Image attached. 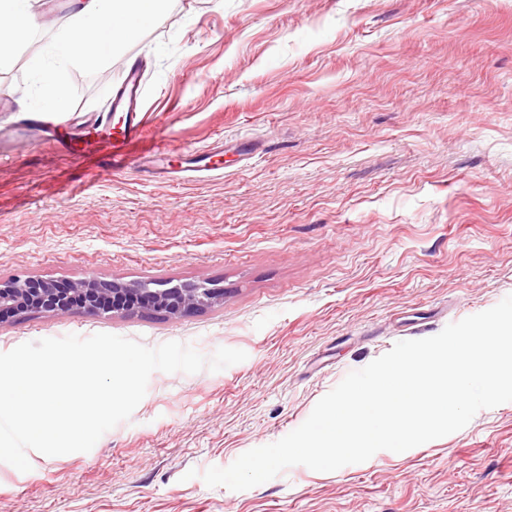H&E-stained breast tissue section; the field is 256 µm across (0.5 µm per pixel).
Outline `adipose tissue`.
<instances>
[{"label":"adipose tissue","instance_id":"adipose-tissue-1","mask_svg":"<svg viewBox=\"0 0 512 512\" xmlns=\"http://www.w3.org/2000/svg\"><path fill=\"white\" fill-rule=\"evenodd\" d=\"M167 0H69L70 17L29 65L30 84L20 111L63 115L68 70L104 66L120 45L137 39L159 20ZM42 0H0V66L9 63L22 41L37 31Z\"/></svg>","mask_w":512,"mask_h":512}]
</instances>
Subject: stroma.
I'll return each instance as SVG.
<instances>
[{"instance_id": "stroma-1", "label": "stroma", "mask_w": 512, "mask_h": 512, "mask_svg": "<svg viewBox=\"0 0 512 512\" xmlns=\"http://www.w3.org/2000/svg\"><path fill=\"white\" fill-rule=\"evenodd\" d=\"M25 45L0 70V280L207 281L179 318L73 308L0 320V353L110 333L245 361L154 372L95 451L0 462V512H512V402L402 453L296 465L244 491L201 474L299 427L345 376L512 295V0H170L100 68L64 75L76 121L127 63L147 136L224 141L223 174L102 172L24 130ZM194 478H187L189 470Z\"/></svg>"}]
</instances>
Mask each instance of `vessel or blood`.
Here are the masks:
<instances>
[{"mask_svg": "<svg viewBox=\"0 0 512 512\" xmlns=\"http://www.w3.org/2000/svg\"><path fill=\"white\" fill-rule=\"evenodd\" d=\"M114 110L123 114L119 122L95 120L80 128L68 123L45 121L38 112L29 116L28 128L41 138L54 141L67 154L89 160V181H96L103 169L119 172L140 168L142 154L133 152V144L143 141L147 127V109L144 98L143 74L133 65L126 66L121 82L112 97ZM152 161L169 181H196L218 172L223 167V146L197 151L193 165L173 162L172 153L164 140H154Z\"/></svg>", "mask_w": 512, "mask_h": 512, "instance_id": "b4317fda", "label": "vessel or blood"}]
</instances>
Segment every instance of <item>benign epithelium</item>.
Here are the masks:
<instances>
[{"mask_svg":"<svg viewBox=\"0 0 512 512\" xmlns=\"http://www.w3.org/2000/svg\"><path fill=\"white\" fill-rule=\"evenodd\" d=\"M81 298L83 310L104 316H124L140 311L179 317L213 307L224 300V289L204 281L153 288L149 282H126L88 276L68 287L43 277L26 276L0 281V318L22 319L31 313H64L69 298Z\"/></svg>","mask_w":512,"mask_h":512,"instance_id":"benign-epithelium-1","label":"benign epithelium"}]
</instances>
